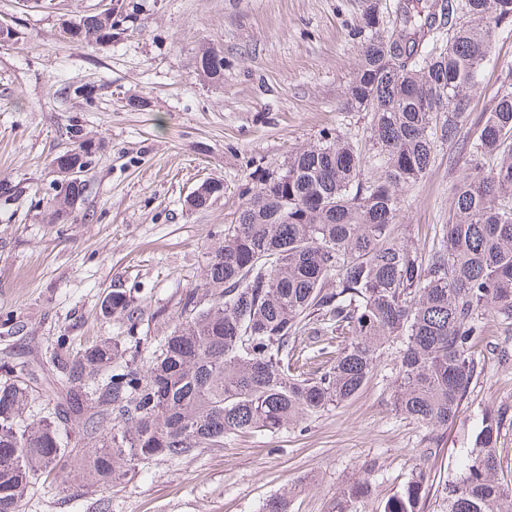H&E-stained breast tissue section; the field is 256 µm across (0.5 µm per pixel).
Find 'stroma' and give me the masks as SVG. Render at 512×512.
<instances>
[{
    "label": "stroma",
    "mask_w": 512,
    "mask_h": 512,
    "mask_svg": "<svg viewBox=\"0 0 512 512\" xmlns=\"http://www.w3.org/2000/svg\"><path fill=\"white\" fill-rule=\"evenodd\" d=\"M112 41L78 46L60 24L98 0H0L19 33L0 44V359L37 369L31 420L49 410L41 364L58 337L89 344L125 329L105 307L127 293L141 328L160 341L182 294L199 285L207 251L252 190L255 169L279 166L325 131L366 138L370 116L341 101L358 58L354 30L368 0H123ZM224 55V76L203 79V50ZM512 69L501 32L470 105L477 124ZM95 151L76 209L49 219L58 197L53 157ZM469 167L463 144H441L426 176L401 196L394 233L431 250L447 223L451 187ZM206 179L224 192L203 209L189 197ZM505 331L474 340L485 359L456 423L432 430L390 399L399 355L387 350L344 405L275 434L225 439L161 457L108 491L71 499L68 483L38 486L21 512H260L287 495L289 512H336L363 470L377 481L357 512H383L414 469L445 480L470 450L483 416L512 409V362L497 359Z\"/></svg>",
    "instance_id": "1"
}]
</instances>
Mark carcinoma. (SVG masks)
Listing matches in <instances>:
<instances>
[{"label":"carcinoma","mask_w":512,"mask_h":512,"mask_svg":"<svg viewBox=\"0 0 512 512\" xmlns=\"http://www.w3.org/2000/svg\"><path fill=\"white\" fill-rule=\"evenodd\" d=\"M119 0L61 26L77 45L112 40ZM386 26L375 3L358 25L359 63L342 102L368 112L358 140L325 132L282 165L255 169L256 186L208 253L201 290L182 294L170 333L140 334L141 312L114 290L107 307L125 335L78 351L58 342L48 387L52 420L24 423L34 372L2 364L0 512H19L41 481L73 475L74 496L108 489L117 473L239 434L275 433L339 407L368 383L380 354L399 350L392 402L428 428L460 415L483 364L472 340L488 319L512 338V71L493 108L463 133L469 102L497 35L512 28V0H398ZM206 79L224 55L196 60ZM465 139L469 171L453 189L449 222L429 253L397 240L403 189L430 169L437 143ZM91 148L68 154L87 167ZM309 331L308 349L296 333ZM505 413L483 418L473 448L433 490L416 469L384 512H512V480L498 477ZM77 430L90 441L68 446ZM375 474L365 470L336 512H353Z\"/></svg>","instance_id":"carcinoma-1"}]
</instances>
